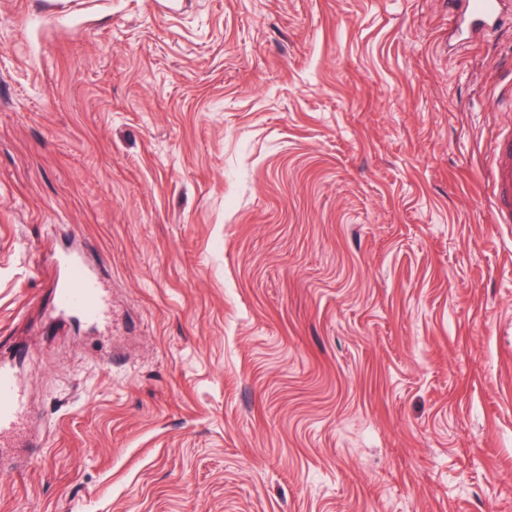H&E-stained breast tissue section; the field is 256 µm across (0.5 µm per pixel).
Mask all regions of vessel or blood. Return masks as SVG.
Listing matches in <instances>:
<instances>
[{"label":"vessel or blood","mask_w":512,"mask_h":512,"mask_svg":"<svg viewBox=\"0 0 512 512\" xmlns=\"http://www.w3.org/2000/svg\"><path fill=\"white\" fill-rule=\"evenodd\" d=\"M466 11L476 26L498 23L500 0H464ZM491 189L498 223H512V136H502L492 147ZM63 275L56 290V307L91 325L105 321L107 299L98 273L82 254L69 252L59 258ZM28 403L12 365L0 361V441L23 431Z\"/></svg>","instance_id":"1"}]
</instances>
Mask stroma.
<instances>
[{
	"instance_id": "stroma-1",
	"label": "stroma",
	"mask_w": 512,
	"mask_h": 512,
	"mask_svg": "<svg viewBox=\"0 0 512 512\" xmlns=\"http://www.w3.org/2000/svg\"><path fill=\"white\" fill-rule=\"evenodd\" d=\"M511 77L512 0H0V512H512ZM455 7L458 1H464L466 12L476 26L496 24L500 20L501 0H453ZM491 189L499 224L512 223V136L497 137L492 147ZM59 263L63 275L55 295L58 311L91 325L103 323L107 299L98 273L85 262L81 253H65ZM28 403L12 365L0 361V446L7 437L23 431L27 423Z\"/></svg>"
}]
</instances>
